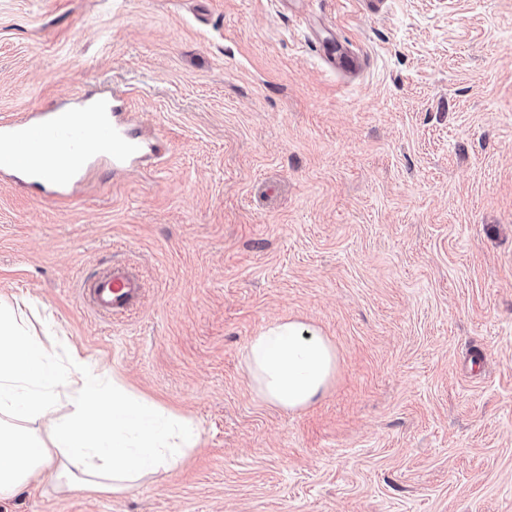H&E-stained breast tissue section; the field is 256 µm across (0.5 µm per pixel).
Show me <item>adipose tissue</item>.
<instances>
[{"mask_svg":"<svg viewBox=\"0 0 512 512\" xmlns=\"http://www.w3.org/2000/svg\"><path fill=\"white\" fill-rule=\"evenodd\" d=\"M63 336H40L24 312L0 301V499L27 490L42 474L85 492L130 493L147 476L175 469L197 448L192 422L106 380L71 353L54 365ZM336 351L318 331L296 320H277L251 336L244 354L248 379L265 402L287 411L314 403L336 372ZM69 415L49 439L28 423L51 417L60 402Z\"/></svg>","mask_w":512,"mask_h":512,"instance_id":"1","label":"adipose tissue"}]
</instances>
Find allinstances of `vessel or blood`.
Here are the masks:
<instances>
[{"instance_id":"1","label":"vessel or blood","mask_w":512,"mask_h":512,"mask_svg":"<svg viewBox=\"0 0 512 512\" xmlns=\"http://www.w3.org/2000/svg\"><path fill=\"white\" fill-rule=\"evenodd\" d=\"M329 62L348 71L357 70L360 59L346 47L327 51L318 45ZM26 143L30 152L41 155L37 164L26 165L15 157L14 147ZM140 143L110 115H98L77 100L62 111L41 112L35 119L0 122V174L13 175L17 182H46L54 187L57 199H66L71 185L87 180L96 158L121 169L139 153ZM139 292L136 278L116 267L97 276L88 290L91 306L103 314L125 311Z\"/></svg>"}]
</instances>
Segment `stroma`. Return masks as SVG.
Here are the masks:
<instances>
[{"instance_id":"obj_1","label":"stroma","mask_w":512,"mask_h":512,"mask_svg":"<svg viewBox=\"0 0 512 512\" xmlns=\"http://www.w3.org/2000/svg\"><path fill=\"white\" fill-rule=\"evenodd\" d=\"M115 87L163 151L64 202L0 181V299L202 444L0 512H512V0H0V117ZM114 266L140 293L105 317ZM281 318L338 356L296 413L242 362ZM316 50L319 52V54H322L324 57H326L329 62L332 64L337 63L347 71H355L360 66L359 57L356 56L347 47L340 46L336 48L334 52H329L326 50L325 43H319V45L316 46ZM139 290L138 281L130 272L114 267L93 280L87 298L100 313H119L129 308Z\"/></svg>"}]
</instances>
